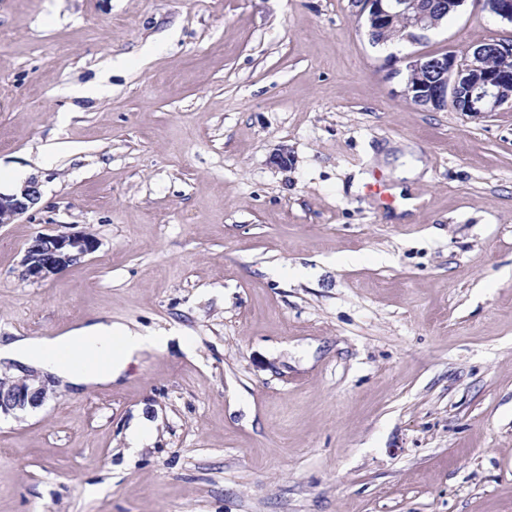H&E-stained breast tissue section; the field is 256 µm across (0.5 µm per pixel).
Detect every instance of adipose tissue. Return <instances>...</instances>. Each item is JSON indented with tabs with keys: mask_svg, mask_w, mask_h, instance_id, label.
<instances>
[{
	"mask_svg": "<svg viewBox=\"0 0 512 512\" xmlns=\"http://www.w3.org/2000/svg\"><path fill=\"white\" fill-rule=\"evenodd\" d=\"M166 343L162 335L94 322L58 336L2 342L0 358L35 366L73 385L95 386L115 382L134 358Z\"/></svg>",
	"mask_w": 512,
	"mask_h": 512,
	"instance_id": "1",
	"label": "adipose tissue"
}]
</instances>
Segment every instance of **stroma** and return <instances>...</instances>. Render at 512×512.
<instances>
[{
	"label": "stroma",
	"instance_id": "35a3bbf8",
	"mask_svg": "<svg viewBox=\"0 0 512 512\" xmlns=\"http://www.w3.org/2000/svg\"><path fill=\"white\" fill-rule=\"evenodd\" d=\"M483 40L512 23L469 4L375 46L350 0H0V174L41 191L0 337L169 338L0 417V512H512V106L403 95ZM98 248V239L85 231L39 234L24 251L21 277L32 282L47 280L82 262Z\"/></svg>",
	"mask_w": 512,
	"mask_h": 512
}]
</instances>
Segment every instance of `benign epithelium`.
I'll return each mask as SVG.
<instances>
[{
  "label": "benign epithelium",
  "instance_id": "7a95c632",
  "mask_svg": "<svg viewBox=\"0 0 512 512\" xmlns=\"http://www.w3.org/2000/svg\"><path fill=\"white\" fill-rule=\"evenodd\" d=\"M472 2L473 8L489 11L512 22V0H456L457 5ZM367 26L378 29L392 20H403L405 38L415 40L430 30V12L421 0H351ZM502 50L500 41L489 40L475 45L464 60L454 54L407 57L406 71L427 70L429 81L418 85L411 104L427 101L455 112L489 113L503 104L512 103V70H492L486 60ZM40 186L30 179L18 194L0 193V224H11L26 214L40 199ZM99 248L98 239L85 231L43 233L36 236L21 259V277L41 282L67 267L82 262ZM53 394L50 381L34 371H26L14 379L0 378V414L28 407L38 408Z\"/></svg>",
  "mask_w": 512,
  "mask_h": 512
}]
</instances>
